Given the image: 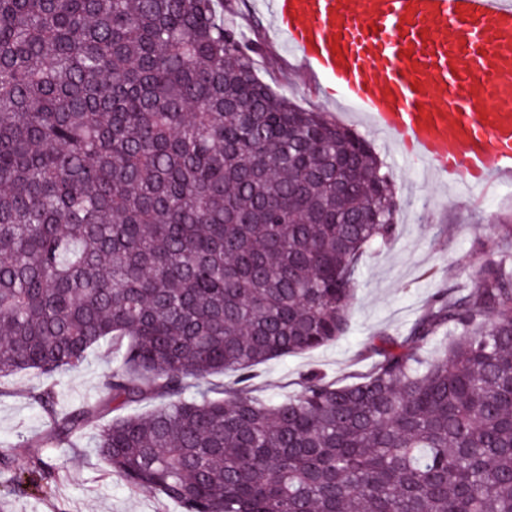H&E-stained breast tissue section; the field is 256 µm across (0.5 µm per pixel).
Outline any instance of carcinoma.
Returning a JSON list of instances; mask_svg holds the SVG:
<instances>
[{
	"mask_svg": "<svg viewBox=\"0 0 512 512\" xmlns=\"http://www.w3.org/2000/svg\"><path fill=\"white\" fill-rule=\"evenodd\" d=\"M262 50L216 0H0V379L47 380L32 484L94 429L108 473L175 512H512L511 250L372 337L363 373L254 395L258 366L347 332L401 209L364 137L259 78ZM102 342L100 395L56 413Z\"/></svg>",
	"mask_w": 512,
	"mask_h": 512,
	"instance_id": "carcinoma-1",
	"label": "carcinoma"
}]
</instances>
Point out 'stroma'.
<instances>
[{
    "label": "stroma",
    "mask_w": 512,
    "mask_h": 512,
    "mask_svg": "<svg viewBox=\"0 0 512 512\" xmlns=\"http://www.w3.org/2000/svg\"><path fill=\"white\" fill-rule=\"evenodd\" d=\"M230 2L247 37L265 48L258 59L260 78L302 108L325 113L363 135L388 166L402 203L394 239L361 258L347 334L325 347L259 367L256 396L287 398L299 392L307 371L334 380L364 372L368 362L362 353L372 336L404 333L439 289L467 286L472 272L492 256L502 226L512 225V185L489 189L449 183L420 157L400 155L398 144L375 133L359 109L329 96L323 82L307 76L290 56L261 0ZM115 360L110 344L90 349L77 369L58 375V406L69 408L96 397ZM43 384L35 373L18 374L0 384V471H22L30 460L26 438L42 432L47 419L28 395ZM43 458L59 467V479L40 492L27 482L0 487V499L8 502L6 512H172L155 493L130 491L105 475L94 430L85 431L73 444L49 445Z\"/></svg>",
    "instance_id": "obj_1"
}]
</instances>
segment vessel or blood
Segmentation results:
<instances>
[{
    "instance_id": "1",
    "label": "vessel or blood",
    "mask_w": 512,
    "mask_h": 512,
    "mask_svg": "<svg viewBox=\"0 0 512 512\" xmlns=\"http://www.w3.org/2000/svg\"><path fill=\"white\" fill-rule=\"evenodd\" d=\"M306 72L451 181H512V0H268Z\"/></svg>"
}]
</instances>
